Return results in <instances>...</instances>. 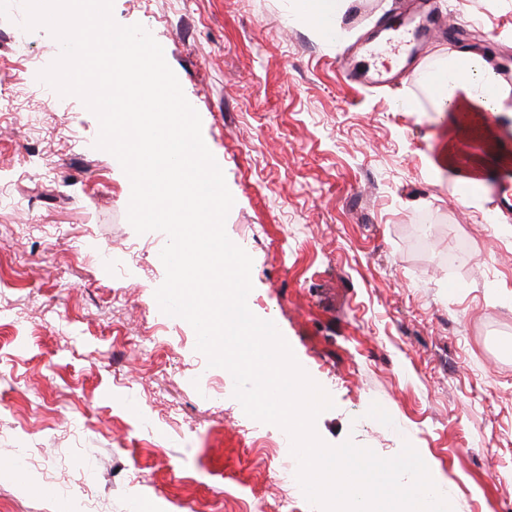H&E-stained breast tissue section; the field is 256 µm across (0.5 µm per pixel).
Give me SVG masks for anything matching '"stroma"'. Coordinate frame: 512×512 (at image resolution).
Wrapping results in <instances>:
<instances>
[{
  "label": "stroma",
  "mask_w": 512,
  "mask_h": 512,
  "mask_svg": "<svg viewBox=\"0 0 512 512\" xmlns=\"http://www.w3.org/2000/svg\"><path fill=\"white\" fill-rule=\"evenodd\" d=\"M399 0H351L335 30L295 0H114L162 46L234 198L226 233L252 258L251 311L273 321L333 399L328 444L396 456L411 443L453 512H512V215L439 165L448 115L425 82L454 51L387 84L339 61ZM496 70H512V0H437ZM0 0V473L9 512H318L280 484L278 426L249 418L234 379L164 314L168 237L137 234L130 182L97 149L81 100L45 97L60 46L29 55ZM467 256L449 268L448 255ZM110 248L111 261L100 256Z\"/></svg>",
  "instance_id": "1"
}]
</instances>
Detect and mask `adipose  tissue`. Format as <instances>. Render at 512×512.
I'll return each mask as SVG.
<instances>
[{"label": "adipose tissue", "mask_w": 512, "mask_h": 512, "mask_svg": "<svg viewBox=\"0 0 512 512\" xmlns=\"http://www.w3.org/2000/svg\"><path fill=\"white\" fill-rule=\"evenodd\" d=\"M491 70L479 58L469 62L465 72L447 67L446 81L438 97L446 104L448 112L468 113L470 123H480L484 114H508L512 112V88L491 87Z\"/></svg>", "instance_id": "1"}]
</instances>
